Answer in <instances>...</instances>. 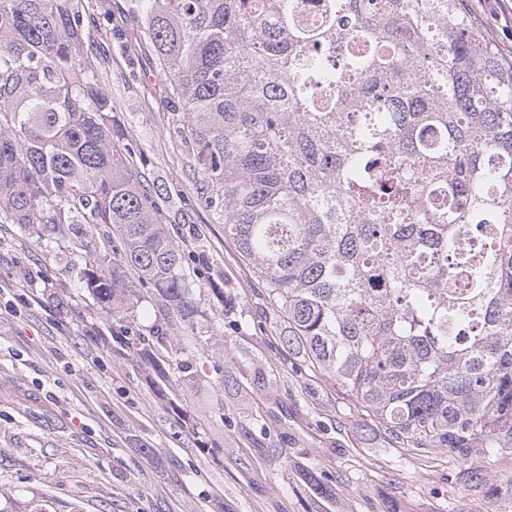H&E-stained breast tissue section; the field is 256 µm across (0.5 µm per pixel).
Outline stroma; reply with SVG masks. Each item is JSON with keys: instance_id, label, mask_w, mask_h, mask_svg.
Instances as JSON below:
<instances>
[{"instance_id": "1", "label": "stroma", "mask_w": 512, "mask_h": 512, "mask_svg": "<svg viewBox=\"0 0 512 512\" xmlns=\"http://www.w3.org/2000/svg\"><path fill=\"white\" fill-rule=\"evenodd\" d=\"M87 44L114 123L137 167L167 190L159 208L206 314L205 345L169 330L188 372L171 390L205 449L173 435L175 412L148 383L134 347L157 324L93 305L67 240L0 226V512H308L294 462L336 484L333 512H512V452L464 460L395 442L345 390L282 342L286 323L264 283L197 200L182 151V113L137 43L125 0H84ZM500 0H470L479 28L512 58ZM224 290L216 302L212 288ZM266 386L250 388L254 372ZM230 376L242 390L228 391ZM222 410H215V402Z\"/></svg>"}]
</instances>
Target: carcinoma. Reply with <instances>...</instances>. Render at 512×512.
I'll use <instances>...</instances> for the list:
<instances>
[{"instance_id":"carcinoma-1","label":"carcinoma","mask_w":512,"mask_h":512,"mask_svg":"<svg viewBox=\"0 0 512 512\" xmlns=\"http://www.w3.org/2000/svg\"><path fill=\"white\" fill-rule=\"evenodd\" d=\"M185 113L199 200L288 347L396 439L512 450V62L462 0H128ZM83 0H0V224L69 240L102 309L197 300L88 61ZM123 253L92 252L99 226ZM165 332L138 337L167 405ZM295 483L315 512L336 485Z\"/></svg>"}]
</instances>
